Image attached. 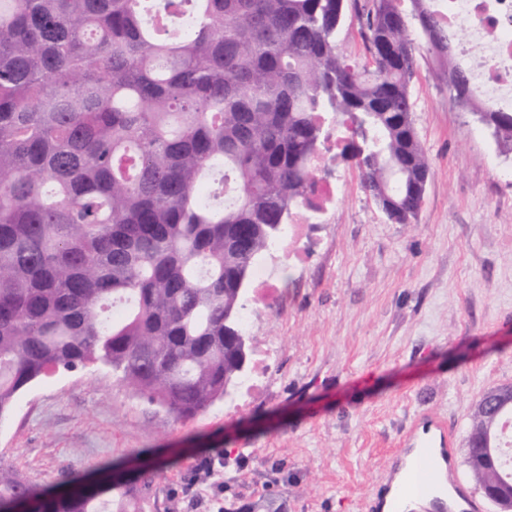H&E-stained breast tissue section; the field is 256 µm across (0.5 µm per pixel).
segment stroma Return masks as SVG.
Instances as JSON below:
<instances>
[{
	"label": "stroma",
	"instance_id": "obj_1",
	"mask_svg": "<svg viewBox=\"0 0 512 512\" xmlns=\"http://www.w3.org/2000/svg\"><path fill=\"white\" fill-rule=\"evenodd\" d=\"M432 54L413 82L432 174L394 224L326 142L342 190L247 332L258 384L178 422L104 368L56 374L0 420V462L42 492L63 470L151 477L145 512H367L402 427L451 421L460 475L474 409L512 384V153L448 100ZM223 456L214 474L203 458Z\"/></svg>",
	"mask_w": 512,
	"mask_h": 512
}]
</instances>
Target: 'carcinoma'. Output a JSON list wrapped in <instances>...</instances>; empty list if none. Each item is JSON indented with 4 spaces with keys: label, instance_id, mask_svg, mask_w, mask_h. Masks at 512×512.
Wrapping results in <instances>:
<instances>
[{
    "label": "carcinoma",
    "instance_id": "obj_1",
    "mask_svg": "<svg viewBox=\"0 0 512 512\" xmlns=\"http://www.w3.org/2000/svg\"><path fill=\"white\" fill-rule=\"evenodd\" d=\"M347 0H0V418L52 374L103 367L187 421L241 378L243 296L293 210L320 209V146L388 220L431 176L414 123L423 53L453 35L429 0H365L370 61L338 51ZM449 101L468 75L443 74ZM512 152V112L485 111ZM127 302L123 315L112 306ZM466 462L512 487V460ZM41 493L0 463L9 512H143L149 481Z\"/></svg>",
    "mask_w": 512,
    "mask_h": 512
}]
</instances>
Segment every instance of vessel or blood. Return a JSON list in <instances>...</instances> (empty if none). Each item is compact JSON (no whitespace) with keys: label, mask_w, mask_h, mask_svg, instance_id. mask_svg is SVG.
I'll list each match as a JSON object with an SVG mask.
<instances>
[{"label":"vessel or blood","mask_w":512,"mask_h":512,"mask_svg":"<svg viewBox=\"0 0 512 512\" xmlns=\"http://www.w3.org/2000/svg\"><path fill=\"white\" fill-rule=\"evenodd\" d=\"M456 437L454 426L445 420L421 413L401 436L400 456L408 463L391 498L376 495V503L387 506V512H410L409 501L428 496L432 487L461 493L462 479L453 466L449 450Z\"/></svg>","instance_id":"1"}]
</instances>
